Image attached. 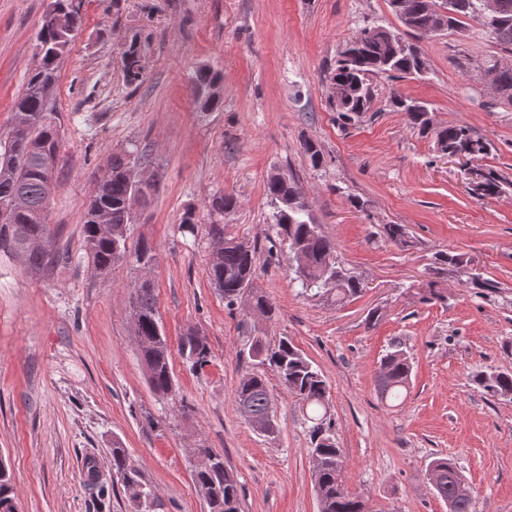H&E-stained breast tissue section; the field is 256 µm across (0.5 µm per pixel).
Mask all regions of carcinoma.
Segmentation results:
<instances>
[{"label": "carcinoma", "instance_id": "1", "mask_svg": "<svg viewBox=\"0 0 512 512\" xmlns=\"http://www.w3.org/2000/svg\"><path fill=\"white\" fill-rule=\"evenodd\" d=\"M408 16H398L402 26L416 37L458 31L466 18L480 22L489 36L499 45L512 51V0H502L498 13L484 10L485 0H406ZM82 12L73 8V0H53L41 19L36 36L37 67L28 75L22 93L12 103L14 124L25 132L21 143L11 136L0 138V252L19 257L25 265L38 273L48 274L57 266L70 261L67 253L54 247V230L49 224L51 193L56 186L58 166L44 160L60 157V143L64 133L61 115L56 110L54 88L60 66L82 27ZM140 42L133 38L121 55L125 82L139 86L144 81L140 66ZM425 62L420 48L401 37V33L383 26H368L356 32L338 51L331 65L329 105L337 112L343 128L360 121L371 111L379 77L389 79L420 76ZM482 80L500 96L512 101V63L490 59L478 66ZM224 76L210 69H199L193 76V87L204 111L221 106ZM392 105L408 117L411 128L426 137L434 135L437 150L444 156L464 154L481 155L487 152V143L464 124L436 126L428 106L420 101L402 97L391 98ZM304 154L311 168L325 165L321 149L311 140L303 143ZM149 162V154L142 150L114 153L108 159L101 179L93 184L87 207L82 217L83 251L98 274H108L112 268L131 264L137 268L156 263L152 245L142 240L128 245V226L132 203H150L157 185L146 190H134L131 173ZM512 188L497 170L485 169V179L467 193L476 200L494 198ZM267 195L277 204L276 235L289 240L291 248L300 249L306 256L305 264L295 263V274L305 290L344 303L359 296L363 283L336 265V245L310 217L308 205L298 181L293 175L283 180L271 175L266 182ZM237 206L232 195L212 198L210 214L221 217ZM378 234L402 247L409 245L404 224H380ZM208 235L216 244L210 268L212 283L232 306L243 297L248 299L250 312L270 321L277 315L267 296L253 286L256 273V248L240 241L215 220L208 226ZM438 264L452 267L465 276L473 288H489L491 284L471 272L469 260L463 254L443 252L436 257ZM130 302L137 319L132 321L138 344L139 359L147 372L148 384L159 398L174 394L171 350L157 305L155 288L145 280L131 282ZM183 359L194 368L208 363L209 347L204 337L187 330L180 339ZM249 353L257 364L271 367L286 392L309 410L305 414L307 433L313 463V478L319 512H371L369 499L362 493L349 490L343 479V454L336 444L333 419L330 414V385L293 341L282 336L270 343L264 336L252 338ZM412 366L408 354L395 347L381 359L375 386L386 401H397L407 396ZM477 389L490 396H512V372H479L473 376ZM237 410L244 421L256 432L276 438L278 424L273 410L272 395L262 371L244 375L235 390ZM203 464L194 473L195 485L203 495L209 512H241L242 488L224 465V457L201 445L196 448ZM112 473L117 480L145 503L153 493L141 481L139 472L131 465L125 448L113 444ZM427 479L437 496L453 501V512H476L473 495L459 496L456 482L460 480L456 464L448 457H436L427 468Z\"/></svg>", "mask_w": 512, "mask_h": 512}]
</instances>
